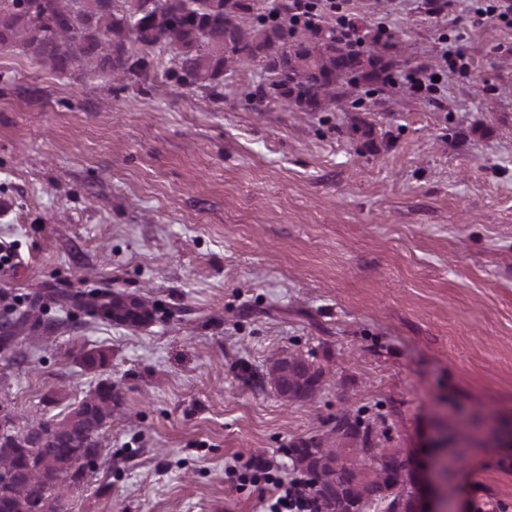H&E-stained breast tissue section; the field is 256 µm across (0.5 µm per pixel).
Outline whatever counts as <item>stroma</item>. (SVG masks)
<instances>
[{
  "label": "stroma",
  "mask_w": 512,
  "mask_h": 512,
  "mask_svg": "<svg viewBox=\"0 0 512 512\" xmlns=\"http://www.w3.org/2000/svg\"><path fill=\"white\" fill-rule=\"evenodd\" d=\"M386 24L391 74L434 68L429 98L359 83L323 112L254 107L262 62L225 72L221 100L169 80L176 56L113 90L0 49V309H31L24 358L0 360V406L62 418L99 382L120 394L70 512H261L225 466L336 441L349 416L380 447L439 476L445 512L512 506V28L474 25L469 0H350ZM470 60L447 71L446 37ZM148 301L130 326L53 296ZM101 350L104 367H83ZM321 383L288 402L280 351ZM445 435L450 447L429 442Z\"/></svg>",
  "instance_id": "stroma-1"
}]
</instances>
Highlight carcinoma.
Listing matches in <instances>:
<instances>
[{"instance_id":"carcinoma-1","label":"carcinoma","mask_w":512,"mask_h":512,"mask_svg":"<svg viewBox=\"0 0 512 512\" xmlns=\"http://www.w3.org/2000/svg\"><path fill=\"white\" fill-rule=\"evenodd\" d=\"M120 11L113 0H0V48L20 46L53 71L65 72L76 61L99 75L124 82L143 75L150 66L147 49L169 46L177 51V68L170 79L184 86L216 90L224 71L256 60L265 62L270 82L257 89V99H269L289 109L322 110L344 97L345 86L375 81L387 65L379 52L359 50L326 28L328 21L311 15L301 25L291 20L289 0H276L268 19L256 26L241 24L253 11V0H126ZM135 35L144 51L128 54L124 38ZM106 292L90 294L85 309L110 308ZM0 358L20 356L27 340L17 335L30 323L29 313L0 311ZM271 381L283 384L286 398L313 395L322 372L303 357L283 367L271 363ZM119 394L109 382L62 419H28L0 413V512H67L60 485L76 482L83 469H94L100 457L99 433L112 421ZM40 429L41 443L28 445L23 428ZM296 464L312 478L321 512H364L373 504L385 512H413L414 499L397 454L372 447L371 430L360 437L357 457L346 464L340 448L290 449ZM372 465L366 480L356 469Z\"/></svg>"}]
</instances>
